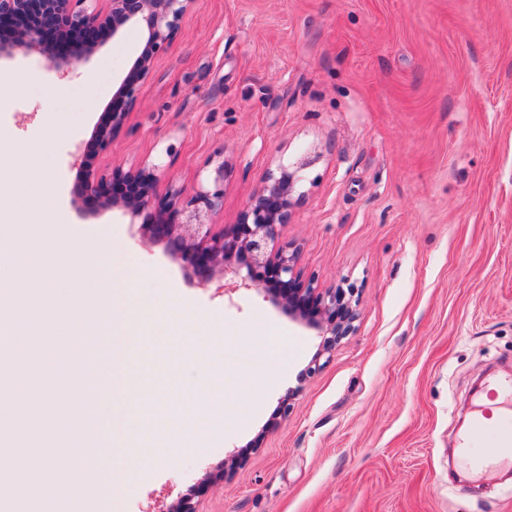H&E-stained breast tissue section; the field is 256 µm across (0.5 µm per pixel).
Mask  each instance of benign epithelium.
Returning <instances> with one entry per match:
<instances>
[{"label": "benign epithelium", "mask_w": 512, "mask_h": 512, "mask_svg": "<svg viewBox=\"0 0 512 512\" xmlns=\"http://www.w3.org/2000/svg\"><path fill=\"white\" fill-rule=\"evenodd\" d=\"M195 0H0V22L22 19L16 38L0 42V59L17 55L43 53L52 17L58 22L59 40L69 51L46 58L49 67L62 74L79 69L103 44L120 36L127 26L137 25L146 33L141 54L135 59V76L118 88L120 107L108 113V119L93 131L90 139L80 143L73 154V164L86 166L87 158L100 154L112 145L135 105L140 83L153 69L158 55L173 43L180 22ZM210 167L206 182L188 191L171 182L165 198L157 199V186L164 168L144 164L136 169L100 174L86 170L84 192L98 199L102 207L120 208L131 218H142V235L166 242L173 259L189 276L204 282L218 280L221 288L261 289L269 271H275L288 293L274 302L288 310L295 321L318 331L324 337L322 349L312 358L309 371L321 367L320 360L335 348L336 342L349 335L355 321L351 300L342 288H321L317 280L305 279L298 269V253L280 242L278 228L287 224L296 204L293 193L301 182V162L294 169L279 164L267 170L261 185L248 202L242 223L231 230H218L213 223L224 208V181L229 170L227 161L217 153L207 161ZM247 275L236 281L240 268ZM224 471L203 479L196 492L176 504L161 503L156 512H199L195 497L221 488Z\"/></svg>", "instance_id": "benign-epithelium-1"}]
</instances>
